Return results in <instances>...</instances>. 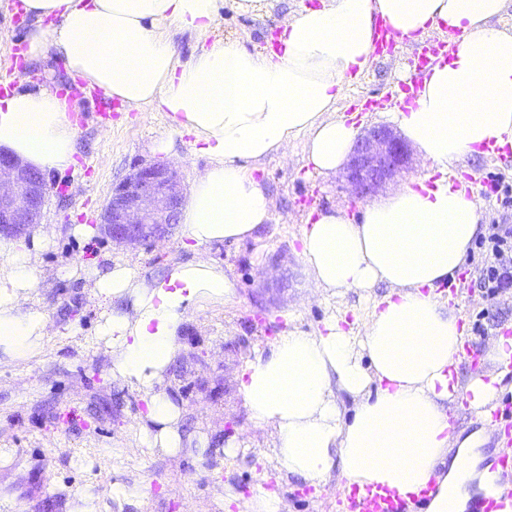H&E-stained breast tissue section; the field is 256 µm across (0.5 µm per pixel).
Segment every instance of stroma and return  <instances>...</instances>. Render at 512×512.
Segmentation results:
<instances>
[{
  "mask_svg": "<svg viewBox=\"0 0 512 512\" xmlns=\"http://www.w3.org/2000/svg\"><path fill=\"white\" fill-rule=\"evenodd\" d=\"M319 0H254L240 8L224 0L212 34L251 50L302 6ZM416 44L398 43L394 52L370 59L357 82L344 85L336 117H353L356 128L391 124L387 108L401 85ZM21 71L33 86L70 89L78 116L76 163L48 173L49 195L41 223L29 236L51 241L38 255L41 274L29 297L48 318L46 347L31 360L0 354V512H72L78 495L95 499L99 512H250L260 492L279 493L285 512H337L344 484L331 478L314 488L288 474L278 454L275 427L253 426L240 378L257 355L268 353L287 331L311 332L331 317L362 331L371 305L358 293L315 287L301 255V235L310 212L335 210L359 218L342 171L316 173L304 159L303 140L287 157L246 162L271 204L272 220L252 237L189 249L182 227L152 243L119 246L98 230V215L113 185L135 167L159 160L155 143L173 138L175 166L185 181L208 163L193 136L176 132L163 113L147 116L108 104L101 92L74 89L62 58L15 61L0 47V74ZM479 172L473 190L480 202V228L512 226V209H502L488 174L512 181V155L491 159L470 155L450 163L449 174ZM95 227L93 236L72 232ZM202 258L222 264L233 282L231 302H207L188 316L175 341L162 387L181 409L185 448L174 456L140 447L142 392L110 372L112 349L96 336L112 312L131 311L127 297L106 298L92 278H65L63 267L83 260L99 271L114 264L133 267L145 279L164 275L172 263ZM479 262L466 257L450 284L448 305L462 316L466 339L479 350L482 372L497 373L488 342L512 329V288L488 298L478 286ZM481 323L483 335L473 331ZM237 454H225L228 445Z\"/></svg>",
  "mask_w": 512,
  "mask_h": 512,
  "instance_id": "stroma-1",
  "label": "stroma"
}]
</instances>
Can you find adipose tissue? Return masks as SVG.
Segmentation results:
<instances>
[{
	"instance_id": "ef3b65f1",
	"label": "adipose tissue",
	"mask_w": 512,
	"mask_h": 512,
	"mask_svg": "<svg viewBox=\"0 0 512 512\" xmlns=\"http://www.w3.org/2000/svg\"><path fill=\"white\" fill-rule=\"evenodd\" d=\"M222 0H22L35 24L27 54L61 57L89 88L127 107L160 112L192 134L209 158L181 214L195 245L239 241L271 220L268 197L242 160L286 153L304 137L308 163L323 173L346 159L356 129L329 119L344 83L364 70L376 21L396 40L448 29L450 58L423 74L414 106L393 118L434 173L418 178L359 220L333 210L304 227L301 254L319 288L390 291L376 301L362 335L339 319L306 333L283 334L268 355L243 371L241 391L256 425H276L290 474L321 487L331 475L361 487L386 485L402 495L436 489L425 512H466L480 461L476 439L452 447L446 411L459 391L470 408L495 403L500 376L460 383L456 356L464 341L458 316L437 288L453 277L479 228L476 196L447 177L453 159L477 147L512 144V31L494 26L507 0H324L286 23L277 52L251 51L211 38ZM200 44L181 63L170 29ZM20 87L0 98V149L42 171L74 163L77 127L66 100ZM41 239L0 245V351L40 353L46 317L23 310L34 288ZM100 295L129 297L133 313L113 312L98 329L112 344V375L144 393L143 447L178 454L181 412L159 384L178 331L202 302H227L233 284L222 265L172 264L167 275L140 279L115 265L95 282ZM355 402L345 416L337 394Z\"/></svg>"
}]
</instances>
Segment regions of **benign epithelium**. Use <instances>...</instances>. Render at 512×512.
Returning <instances> with one entry per match:
<instances>
[{
    "label": "benign epithelium",
    "mask_w": 512,
    "mask_h": 512,
    "mask_svg": "<svg viewBox=\"0 0 512 512\" xmlns=\"http://www.w3.org/2000/svg\"><path fill=\"white\" fill-rule=\"evenodd\" d=\"M411 160L409 146L385 125L363 130L344 168L346 183L358 202L366 201ZM47 183L44 175L0 150V234L13 236L41 223ZM186 186L167 163L134 169L112 187L99 224L117 244H141L161 238L178 223Z\"/></svg>",
    "instance_id": "obj_1"
}]
</instances>
